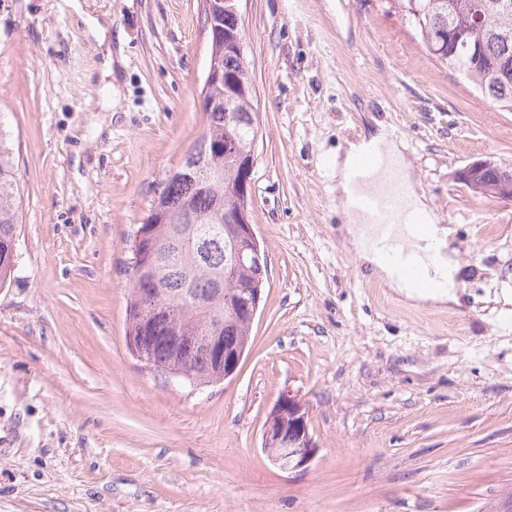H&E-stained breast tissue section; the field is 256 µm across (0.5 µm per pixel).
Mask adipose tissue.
<instances>
[{"instance_id":"ef3b65f1","label":"adipose tissue","mask_w":512,"mask_h":512,"mask_svg":"<svg viewBox=\"0 0 512 512\" xmlns=\"http://www.w3.org/2000/svg\"><path fill=\"white\" fill-rule=\"evenodd\" d=\"M377 151L383 158L388 172L394 173L401 183L409 187L406 199L404 220L419 219L430 224L431 236L425 247L430 257L424 266L427 277L437 281L436 289L429 292L415 290L405 284L381 255L376 242L368 235L363 226L362 216L354 208L356 189L349 179V174L357 160L369 151ZM336 169V195L347 221L343 227L344 239L354 250L361 263L379 283L390 288L411 303L428 302L434 305L460 302L457 290L459 265L448 254V228L441 225L433 208L426 201L425 194L414 191L412 169L403 153V145L393 139L386 126H378L369 135L348 143L341 154L334 160Z\"/></svg>"}]
</instances>
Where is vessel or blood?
I'll use <instances>...</instances> for the list:
<instances>
[{
	"label": "vessel or blood",
	"mask_w": 512,
	"mask_h": 512,
	"mask_svg": "<svg viewBox=\"0 0 512 512\" xmlns=\"http://www.w3.org/2000/svg\"><path fill=\"white\" fill-rule=\"evenodd\" d=\"M379 178L384 181L382 190L367 191V184ZM350 179L359 188L354 207L365 215V226L382 248L385 258L396 265L400 277L412 286L422 291L431 290L433 284L417 264L403 225L396 220L407 198L405 186L393 175L385 173L378 154L374 152L358 161Z\"/></svg>",
	"instance_id": "1"
}]
</instances>
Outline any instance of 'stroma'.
Wrapping results in <instances>:
<instances>
[{"label": "stroma", "mask_w": 512, "mask_h": 512, "mask_svg": "<svg viewBox=\"0 0 512 512\" xmlns=\"http://www.w3.org/2000/svg\"><path fill=\"white\" fill-rule=\"evenodd\" d=\"M261 133L250 221L268 259L236 374L196 388L127 343L130 242L207 125L202 0H0V129L21 203L0 288V512H488L512 495V112L387 0H241ZM112 57V78L96 67ZM393 129L450 228L461 306L398 303L340 228L333 161ZM309 468L262 450L283 392ZM463 183L496 198L512 201V169L491 160H477L460 172Z\"/></svg>", "instance_id": "stroma-1"}]
</instances>
